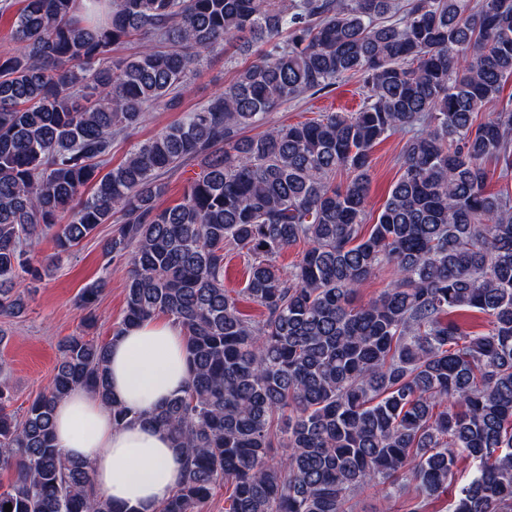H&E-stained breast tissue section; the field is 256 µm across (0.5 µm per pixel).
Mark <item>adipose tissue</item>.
Masks as SVG:
<instances>
[{"mask_svg":"<svg viewBox=\"0 0 512 512\" xmlns=\"http://www.w3.org/2000/svg\"><path fill=\"white\" fill-rule=\"evenodd\" d=\"M110 377L113 398L137 421L113 425L110 410L78 388L56 407L58 446L68 458L88 463L96 489L114 502L157 512L180 483L183 457L145 417L186 387L180 327L155 318L126 331L111 344Z\"/></svg>","mask_w":512,"mask_h":512,"instance_id":"1","label":"adipose tissue"}]
</instances>
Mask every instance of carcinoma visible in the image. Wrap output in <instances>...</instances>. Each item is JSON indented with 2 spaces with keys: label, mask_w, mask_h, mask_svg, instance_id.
I'll return each mask as SVG.
<instances>
[{
  "label": "carcinoma",
  "mask_w": 512,
  "mask_h": 512,
  "mask_svg": "<svg viewBox=\"0 0 512 512\" xmlns=\"http://www.w3.org/2000/svg\"><path fill=\"white\" fill-rule=\"evenodd\" d=\"M22 2L0 56V317L21 315L51 270L33 264L37 240L69 253L119 218L102 250L130 267L112 337L168 317L191 371L146 418L185 458L158 512H197L221 483L224 512H354L364 494L409 492L405 512H427L461 460L473 471L449 512H512V192L486 191V162L512 171V0ZM133 35L140 51L114 57ZM255 46L224 92L104 171L112 140L175 106L204 54ZM353 77L358 111L244 135ZM396 132L402 174L367 231L373 148ZM196 159L181 202L158 206L161 175ZM300 242L286 277L276 258ZM233 250L250 257L260 320L224 287ZM384 267L387 288L356 303ZM105 287L87 284L80 307ZM462 311L491 328L466 331ZM110 346L60 343L21 414L0 377V512H138L53 435L77 387L114 424L137 419L111 397Z\"/></svg>",
  "instance_id": "obj_1"
}]
</instances>
